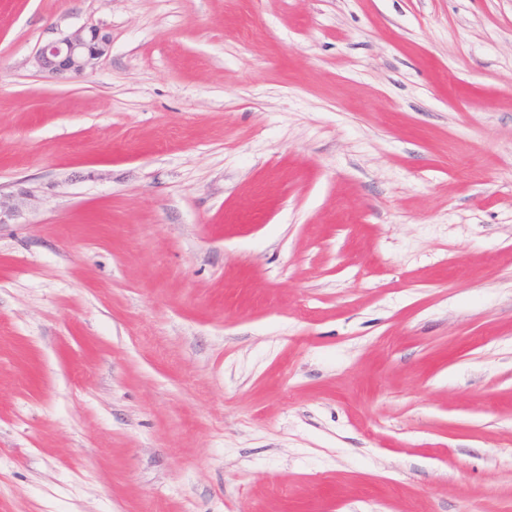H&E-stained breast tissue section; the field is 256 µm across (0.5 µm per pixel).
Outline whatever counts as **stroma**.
I'll return each mask as SVG.
<instances>
[{"label":"stroma","mask_w":512,"mask_h":512,"mask_svg":"<svg viewBox=\"0 0 512 512\" xmlns=\"http://www.w3.org/2000/svg\"><path fill=\"white\" fill-rule=\"evenodd\" d=\"M0 195V512H512V0H0ZM110 47V37L97 27H80L43 45L37 60L42 70L57 76H80L93 69Z\"/></svg>","instance_id":"35a3bbf8"}]
</instances>
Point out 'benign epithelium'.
I'll use <instances>...</instances> for the list:
<instances>
[{"instance_id": "7a95c632", "label": "benign epithelium", "mask_w": 512, "mask_h": 512, "mask_svg": "<svg viewBox=\"0 0 512 512\" xmlns=\"http://www.w3.org/2000/svg\"><path fill=\"white\" fill-rule=\"evenodd\" d=\"M110 47V37L97 27H80L43 45L38 54L39 66L54 75L80 76L94 68Z\"/></svg>"}]
</instances>
